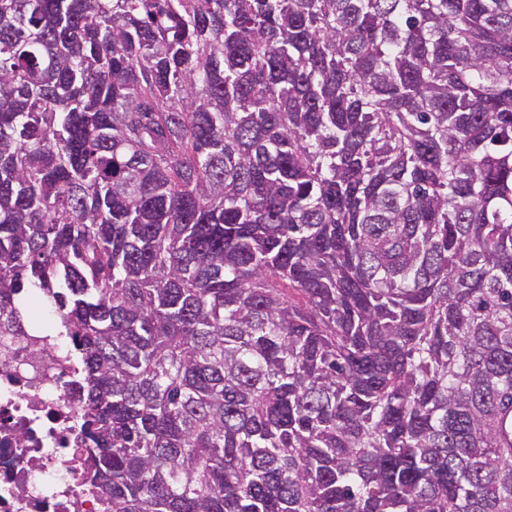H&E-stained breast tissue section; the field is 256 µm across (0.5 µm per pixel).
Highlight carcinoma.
I'll use <instances>...</instances> for the list:
<instances>
[{"label": "carcinoma", "mask_w": 512, "mask_h": 512, "mask_svg": "<svg viewBox=\"0 0 512 512\" xmlns=\"http://www.w3.org/2000/svg\"><path fill=\"white\" fill-rule=\"evenodd\" d=\"M33 297L103 512H512V0H0Z\"/></svg>", "instance_id": "1"}]
</instances>
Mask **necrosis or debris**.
<instances>
[{
  "label": "necrosis or debris",
  "mask_w": 512,
  "mask_h": 512,
  "mask_svg": "<svg viewBox=\"0 0 512 512\" xmlns=\"http://www.w3.org/2000/svg\"><path fill=\"white\" fill-rule=\"evenodd\" d=\"M33 342L0 344V512H100L80 484V384Z\"/></svg>",
  "instance_id": "4bbe7bcc"
}]
</instances>
